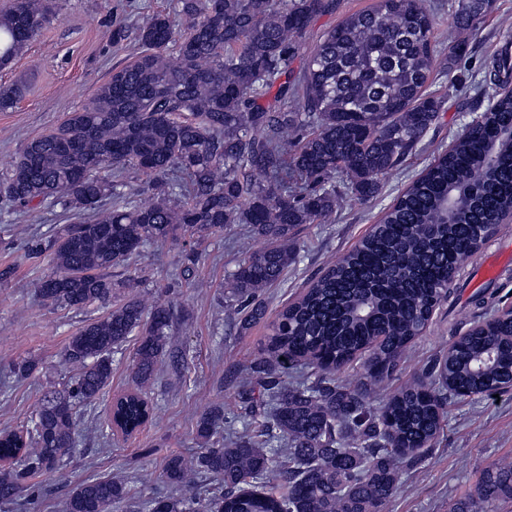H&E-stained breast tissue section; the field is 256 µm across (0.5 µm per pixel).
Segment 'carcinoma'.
Instances as JSON below:
<instances>
[{"mask_svg":"<svg viewBox=\"0 0 512 512\" xmlns=\"http://www.w3.org/2000/svg\"><path fill=\"white\" fill-rule=\"evenodd\" d=\"M484 5L454 0L456 24L478 27ZM54 8V0H13L0 13V68L23 53ZM176 9L184 31L165 14L149 18L134 60L112 69L52 133L28 141L0 184L14 206L37 201L66 215L67 228L48 245L54 270L37 283L51 307L109 301L112 270L157 243L246 225L267 242L230 275L246 331L264 319L263 291L292 261L288 241L298 228L335 212L345 189L376 198L382 177L436 124L441 101L425 84L433 71L457 67L466 49L441 47L427 0H376L324 33L297 74L300 37L336 0H176ZM511 81L506 47L475 84L485 111L272 322L243 398L253 429L234 435L219 411L200 418V451L164 464L179 493L151 499L148 512H385L400 465L422 461L423 444L439 437L448 389L509 390L512 319L490 314L423 378L379 402L373 396L436 309L456 305L457 257L477 255L485 226L512 208V96L498 93ZM129 169L155 179L152 202H137L124 180ZM170 324L167 304L133 297L70 338L65 358L75 380L44 396L25 436L3 432L0 454L16 465L0 473V503L33 489L35 474L67 480L62 461L78 443L76 408L99 398L112 380V349L134 334V387L113 401L110 425L117 428L119 416L134 430L148 421L143 388ZM362 354L365 381L339 382ZM302 359L317 369L315 380L286 382ZM190 472L212 475L219 487L201 496ZM128 498L122 480L88 479L70 489L65 512H112ZM503 499H512L511 462L487 466L456 512H492Z\"/></svg>","mask_w":512,"mask_h":512,"instance_id":"1","label":"carcinoma"}]
</instances>
